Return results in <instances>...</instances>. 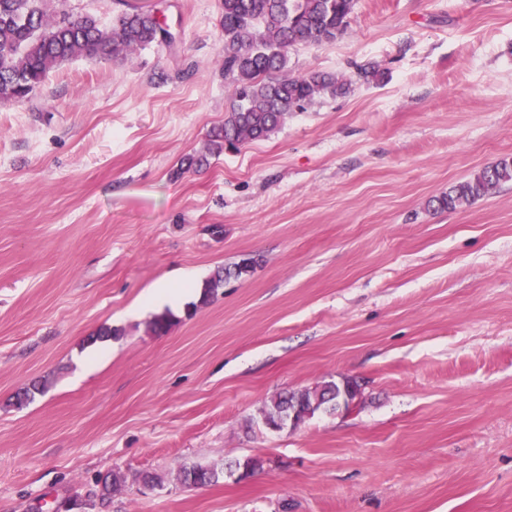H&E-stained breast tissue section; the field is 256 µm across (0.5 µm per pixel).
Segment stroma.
<instances>
[{"mask_svg": "<svg viewBox=\"0 0 512 512\" xmlns=\"http://www.w3.org/2000/svg\"><path fill=\"white\" fill-rule=\"evenodd\" d=\"M64 7L106 29L151 10L173 39L0 104V512H83L114 471L164 485L93 512H512V183L430 205L512 158V0H355L341 38L288 52L351 92L178 178L230 98L221 0ZM245 258L166 333L128 312ZM342 377L349 412L263 425ZM245 457L247 479H179ZM175 290L168 282L160 281L137 301L131 312L138 313L163 304H173L180 297ZM295 400V392L284 395L279 394L276 398L272 399L270 405L263 410L264 418L267 420L274 419L285 413H288V417L280 418L275 423H266L264 420V424L275 432L299 427L301 421L297 419L296 411L293 408H290L288 411V404H291L292 407L295 406ZM221 476L224 478V470L193 465L182 471L181 481L188 485L212 484L217 483Z\"/></svg>", "mask_w": 512, "mask_h": 512, "instance_id": "35a3bbf8", "label": "stroma"}]
</instances>
